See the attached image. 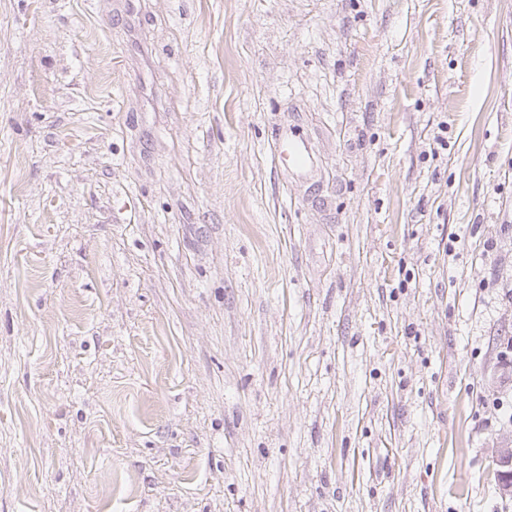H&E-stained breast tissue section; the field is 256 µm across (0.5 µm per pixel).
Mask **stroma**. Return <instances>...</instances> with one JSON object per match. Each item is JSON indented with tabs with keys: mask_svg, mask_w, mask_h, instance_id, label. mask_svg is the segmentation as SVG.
Wrapping results in <instances>:
<instances>
[{
	"mask_svg": "<svg viewBox=\"0 0 512 512\" xmlns=\"http://www.w3.org/2000/svg\"><path fill=\"white\" fill-rule=\"evenodd\" d=\"M125 2L0 0V512H512V6ZM280 154L288 155V164L297 176H308L314 171L310 147L301 138L292 134L291 129L279 138ZM497 466L494 475L497 481L499 490L504 495H512V446L511 443L502 445V448L497 449L495 459Z\"/></svg>",
	"mask_w": 512,
	"mask_h": 512,
	"instance_id": "1",
	"label": "stroma"
}]
</instances>
